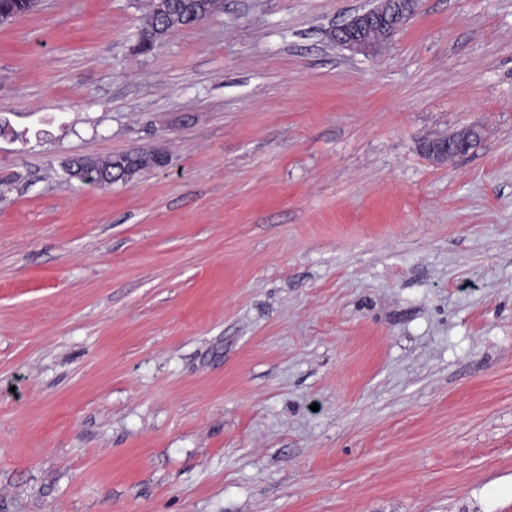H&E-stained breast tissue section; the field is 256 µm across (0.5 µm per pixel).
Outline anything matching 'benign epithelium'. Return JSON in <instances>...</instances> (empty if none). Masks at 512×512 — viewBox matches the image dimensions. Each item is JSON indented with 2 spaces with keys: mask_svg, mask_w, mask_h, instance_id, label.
I'll list each match as a JSON object with an SVG mask.
<instances>
[{
  "mask_svg": "<svg viewBox=\"0 0 512 512\" xmlns=\"http://www.w3.org/2000/svg\"><path fill=\"white\" fill-rule=\"evenodd\" d=\"M417 0H377L374 7L358 14L348 22L336 28V45L349 51L353 55L371 56L378 50L374 33L386 30L393 34L396 28L392 20L407 10H415ZM480 138V131L476 127L465 128L455 135L439 137L431 141L432 155L437 160H445L452 155L467 152L473 142ZM77 168H67L69 177L85 182H109L113 179H127L124 171L114 174L96 171L89 166L90 159H76Z\"/></svg>",
  "mask_w": 512,
  "mask_h": 512,
  "instance_id": "7a95c632",
  "label": "benign epithelium"
}]
</instances>
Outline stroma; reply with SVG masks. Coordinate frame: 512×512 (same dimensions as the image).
I'll return each instance as SVG.
<instances>
[{"label": "stroma", "instance_id": "obj_1", "mask_svg": "<svg viewBox=\"0 0 512 512\" xmlns=\"http://www.w3.org/2000/svg\"><path fill=\"white\" fill-rule=\"evenodd\" d=\"M371 5L0 26V512H512V0ZM154 1H144L139 46L143 51L151 50L162 42L170 32L192 25L219 12L224 1L218 0H168L165 12L155 9ZM375 6L358 14L348 22L336 28V45L349 51L352 55L371 56L378 50L374 33L388 30L387 35L394 34L397 29L392 20L397 14L406 10L415 11L417 0H379ZM386 35V36H387ZM480 138L477 127L462 129L455 135L439 137L431 141L432 155L437 160L448 159V156L466 153L473 142ZM151 155L152 154L135 153L126 154L116 158H112V156L98 158L94 162L93 166L98 169H115L117 167L127 165L128 168L132 170V173L136 174L143 169L156 167V165L152 163ZM90 158H78L74 161L77 163L78 167L76 169H73L71 167V164H69L67 168V173L70 178H76L81 181L85 182H97V183H103L115 180L124 179L127 180L128 176L126 172L119 171L117 173H113L112 175L110 173H105L103 171H95L90 167L88 164L90 163Z\"/></svg>", "mask_w": 512, "mask_h": 512}]
</instances>
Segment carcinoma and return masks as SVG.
Wrapping results in <instances>:
<instances>
[{"instance_id":"cac0c4a2","label":"carcinoma","mask_w":512,"mask_h":512,"mask_svg":"<svg viewBox=\"0 0 512 512\" xmlns=\"http://www.w3.org/2000/svg\"><path fill=\"white\" fill-rule=\"evenodd\" d=\"M224 0H167V10L155 9L154 0H145L139 46L143 51L151 50L169 33L204 20L222 10ZM36 0H0V14L13 18L35 8ZM128 166L132 173L153 168L151 155L145 153L126 154L116 158H99L94 162L98 169H115Z\"/></svg>"}]
</instances>
